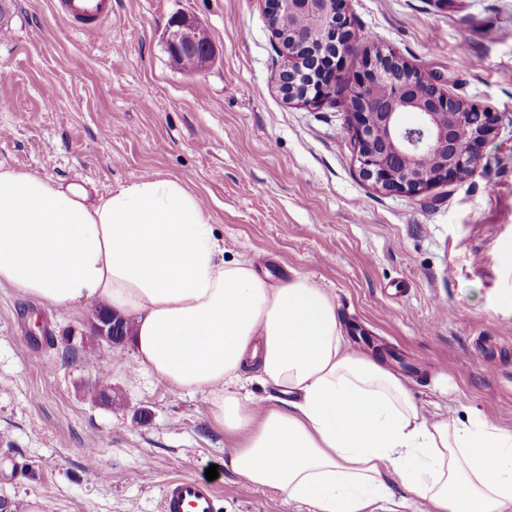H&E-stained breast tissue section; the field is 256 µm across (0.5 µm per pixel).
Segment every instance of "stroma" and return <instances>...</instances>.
Returning a JSON list of instances; mask_svg holds the SVG:
<instances>
[{"label":"stroma","mask_w":512,"mask_h":512,"mask_svg":"<svg viewBox=\"0 0 512 512\" xmlns=\"http://www.w3.org/2000/svg\"><path fill=\"white\" fill-rule=\"evenodd\" d=\"M56 0H11L0 28V165L98 192L181 181L224 255L270 283L308 276L433 416L512 430V0H348L358 52L383 50L499 113L463 179L413 196L365 180L349 93L309 106L278 91L286 56L261 0H112L103 44ZM203 27L202 72L177 67L171 18ZM100 307L62 312L0 287V512H160L177 477L215 480L216 512H312L223 470L236 439L204 393L139 371L133 343L101 339ZM43 338L34 341L33 329ZM107 370L114 400L89 387Z\"/></svg>","instance_id":"obj_1"}]
</instances>
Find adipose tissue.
<instances>
[{"instance_id": "ef3b65f1", "label": "adipose tissue", "mask_w": 512, "mask_h": 512, "mask_svg": "<svg viewBox=\"0 0 512 512\" xmlns=\"http://www.w3.org/2000/svg\"><path fill=\"white\" fill-rule=\"evenodd\" d=\"M44 305L133 316L134 359L207 394L238 439L224 467L313 512H369L396 476L430 512H512V430L427 419L410 390L349 351L329 293L294 275L270 286L224 256L179 180L104 194L0 165V286ZM256 369L278 398L243 394Z\"/></svg>"}]
</instances>
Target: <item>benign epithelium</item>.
<instances>
[{
  "mask_svg": "<svg viewBox=\"0 0 512 512\" xmlns=\"http://www.w3.org/2000/svg\"><path fill=\"white\" fill-rule=\"evenodd\" d=\"M274 36L288 39V68L279 88L288 102L321 105L339 80L335 61L356 53L345 15L347 0H262ZM165 42L180 64L185 54L203 71L213 49L203 29L187 17L171 21ZM347 109L358 145L362 176L376 187L416 195L453 181L474 168V156L494 132L498 116L469 106L444 91L393 53H365ZM467 132L469 145L458 136Z\"/></svg>",
  "mask_w": 512,
  "mask_h": 512,
  "instance_id": "obj_1",
  "label": "benign epithelium"
}]
</instances>
